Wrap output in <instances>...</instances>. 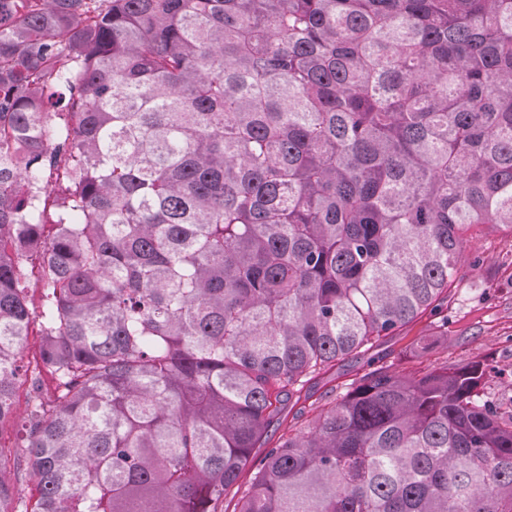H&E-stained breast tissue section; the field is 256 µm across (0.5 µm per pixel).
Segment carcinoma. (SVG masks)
<instances>
[{
	"instance_id": "obj_1",
	"label": "carcinoma",
	"mask_w": 512,
	"mask_h": 512,
	"mask_svg": "<svg viewBox=\"0 0 512 512\" xmlns=\"http://www.w3.org/2000/svg\"><path fill=\"white\" fill-rule=\"evenodd\" d=\"M0 135V420L32 288L58 377L23 512H223L246 469L238 512H512L481 361L373 369L253 455L512 236V0H0Z\"/></svg>"
}]
</instances>
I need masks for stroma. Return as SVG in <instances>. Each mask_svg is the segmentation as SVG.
Instances as JSON below:
<instances>
[{
  "label": "stroma",
  "instance_id": "35a3bbf8",
  "mask_svg": "<svg viewBox=\"0 0 512 512\" xmlns=\"http://www.w3.org/2000/svg\"><path fill=\"white\" fill-rule=\"evenodd\" d=\"M425 338L434 345L421 355L415 346ZM473 361L494 366L484 392L503 408L512 407V240L483 228L469 232L461 278L449 289L441 311L424 314L312 380L307 395L286 404L283 422H307L345 394L353 380L382 364L416 372ZM13 402V418L0 421V451L11 460L7 479L27 499L32 479L19 426L32 405L29 385L17 389Z\"/></svg>",
  "mask_w": 512,
  "mask_h": 512
}]
</instances>
